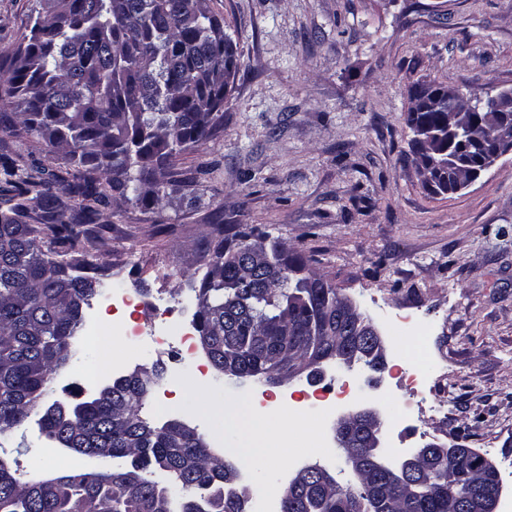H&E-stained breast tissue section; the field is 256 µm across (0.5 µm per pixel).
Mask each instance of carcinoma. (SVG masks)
Here are the masks:
<instances>
[{"mask_svg": "<svg viewBox=\"0 0 512 512\" xmlns=\"http://www.w3.org/2000/svg\"><path fill=\"white\" fill-rule=\"evenodd\" d=\"M47 15L36 17L0 78V100L16 104L15 118L0 123L10 137H37L62 149L74 168L70 195L102 198L94 173L106 176L120 197L135 192L144 206L159 208L178 186L177 158L224 128V101L234 89L237 46L210 7V0H45ZM440 108L408 109L409 152L418 137L437 143L422 158L430 172H448V87L437 85ZM454 153L472 169L481 155L456 142ZM0 435L40 414L50 440L98 460L132 458V469L72 473L21 481L0 459V512H249L250 498L235 484L229 461L213 462L202 435L188 438L182 422L156 426L141 416L149 388L121 374L102 394L81 401L40 403L53 375L77 354L73 346L83 317L71 307L91 299L108 268L94 274L61 273L67 257L83 253L108 229L96 210H72L59 201L53 182L38 168L18 176L0 155ZM150 189L143 193L140 185ZM36 215L38 223L24 219ZM268 235L241 226L214 225V245L196 300L205 302L201 323L208 358L224 372L231 358L244 376L277 383L288 376L292 340L299 356L313 359L356 337L336 325L337 288H304L301 272L322 275L312 259L295 249L268 246L270 262L252 263L236 248ZM454 461L476 485H500L499 472L482 455L455 446ZM388 448H376L366 467L345 486L324 482L316 467L296 492L281 498V512H465L464 485L448 493V463L396 477L383 468ZM157 467L173 486L187 492L175 500L171 488L152 481Z\"/></svg>", "mask_w": 512, "mask_h": 512, "instance_id": "1", "label": "carcinoma"}]
</instances>
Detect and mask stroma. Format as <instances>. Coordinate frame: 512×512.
Returning <instances> with one entry per match:
<instances>
[{
	"mask_svg": "<svg viewBox=\"0 0 512 512\" xmlns=\"http://www.w3.org/2000/svg\"><path fill=\"white\" fill-rule=\"evenodd\" d=\"M237 43L240 70L224 104V128L177 161L181 185L162 208L118 196L98 206L108 227L83 259L120 270L126 290L151 305L180 310L190 323L207 270L213 227L243 224L316 258L317 268L378 328L388 363H417L436 378L413 397L388 374L375 386L355 376V398L340 402L319 429L290 443L284 460L266 461L279 488L319 463L344 469L334 425L362 407L380 411L394 457L430 443H460L501 477L498 512H512V154L452 195L426 191L410 163L409 90L430 81L486 91L512 87V0H211ZM41 9L40 0H0V76ZM19 168L38 160L66 172L60 154L37 138L0 139ZM383 266H375L376 258ZM169 275L159 281L156 265ZM411 316L421 335L396 338ZM197 360L204 384L174 351L139 348L122 370L162 362L172 394L152 386L141 415L197 429L216 453L236 460L224 441L238 403L270 389L281 394L333 386L344 370L268 386L231 381ZM98 366L70 364L51 396L92 395L105 385ZM21 480L49 476L51 442L28 420L1 437ZM249 494L270 492L255 468H240Z\"/></svg>",
	"mask_w": 512,
	"mask_h": 512,
	"instance_id": "35a3bbf8",
	"label": "stroma"
}]
</instances>
